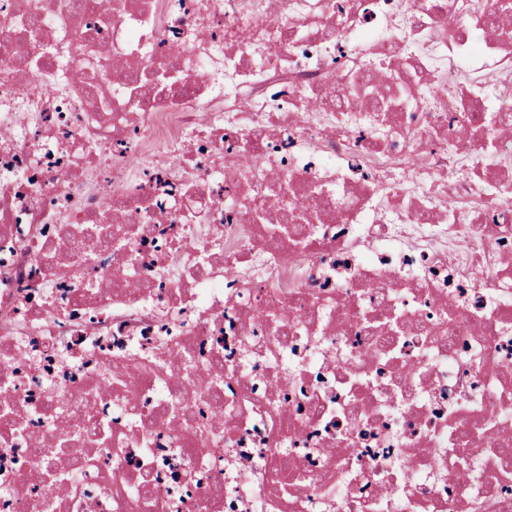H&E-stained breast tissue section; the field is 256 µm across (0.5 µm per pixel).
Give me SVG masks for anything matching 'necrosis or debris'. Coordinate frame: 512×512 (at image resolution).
I'll list each match as a JSON object with an SVG mask.
<instances>
[{
	"label": "necrosis or debris",
	"instance_id": "1",
	"mask_svg": "<svg viewBox=\"0 0 512 512\" xmlns=\"http://www.w3.org/2000/svg\"><path fill=\"white\" fill-rule=\"evenodd\" d=\"M483 2L0 0V512H512Z\"/></svg>",
	"mask_w": 512,
	"mask_h": 512
}]
</instances>
